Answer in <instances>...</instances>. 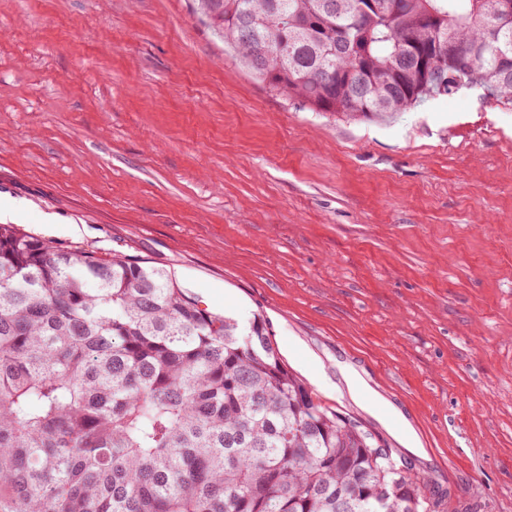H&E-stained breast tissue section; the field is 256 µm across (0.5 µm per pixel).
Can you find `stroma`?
Returning a JSON list of instances; mask_svg holds the SVG:
<instances>
[{"mask_svg": "<svg viewBox=\"0 0 512 512\" xmlns=\"http://www.w3.org/2000/svg\"><path fill=\"white\" fill-rule=\"evenodd\" d=\"M0 224L263 315L443 512H512V103L316 112L196 0H0Z\"/></svg>", "mask_w": 512, "mask_h": 512, "instance_id": "obj_1", "label": "stroma"}]
</instances>
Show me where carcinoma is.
Returning a JSON list of instances; mask_svg holds the SVG:
<instances>
[{"label":"carcinoma","instance_id":"cac0c4a2","mask_svg":"<svg viewBox=\"0 0 512 512\" xmlns=\"http://www.w3.org/2000/svg\"><path fill=\"white\" fill-rule=\"evenodd\" d=\"M499 0H200L273 90L383 117L512 102ZM250 22L256 38L242 37ZM451 42L457 54L448 55ZM427 479L248 329L134 256L0 224V512H439Z\"/></svg>","mask_w":512,"mask_h":512}]
</instances>
